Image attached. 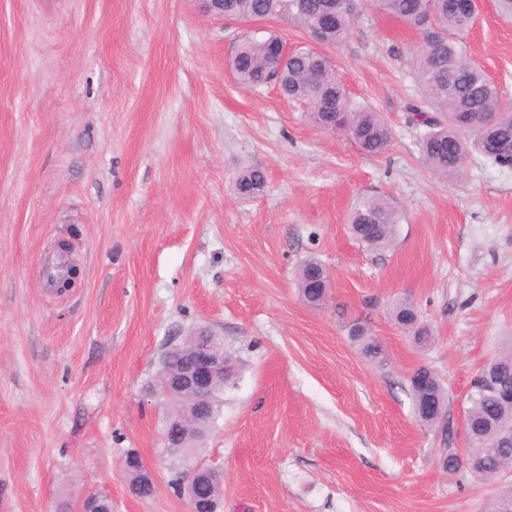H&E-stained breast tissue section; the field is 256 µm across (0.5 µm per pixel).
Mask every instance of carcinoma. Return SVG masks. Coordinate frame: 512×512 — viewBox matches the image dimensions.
<instances>
[{
	"instance_id": "carcinoma-1",
	"label": "carcinoma",
	"mask_w": 512,
	"mask_h": 512,
	"mask_svg": "<svg viewBox=\"0 0 512 512\" xmlns=\"http://www.w3.org/2000/svg\"><path fill=\"white\" fill-rule=\"evenodd\" d=\"M333 4L336 17L326 29L321 28L323 7ZM373 9L416 30L419 42L412 51V64L421 95L430 111L414 110L409 121L427 128L421 150L430 170L446 179L464 171L475 155L500 166H507L512 155H491L485 144L491 140H512V106L503 102L496 84L465 54L461 36L472 29L478 11L460 4V0H371ZM357 12V3L347 0H224V15L231 18L265 20L286 17L296 23L309 40L326 46L339 45L348 37ZM286 46L283 38L270 34L264 38L243 39L230 57L229 67L237 82L251 90L270 83L279 86L289 99L304 104L311 123L321 129L340 132L353 140L368 155L385 153L391 143V129L374 111L356 104L347 94L331 61L321 50L297 46L282 59ZM265 187V174L258 168L240 171L234 188L242 198L259 195ZM400 222L397 207L381 195L360 198L348 216L351 235L371 252H384L393 244ZM329 275L314 258L298 268L296 280L301 298L318 306L326 298ZM397 324L411 330L420 347L432 344L431 328L420 322L415 306L401 301L393 307ZM368 359L381 363V348L359 324L351 328ZM414 405L434 401L438 414L420 419L424 425L440 422L448 414V393L441 378L428 367L417 369L409 379ZM512 392V349L503 351L483 367L473 383L465 411L468 440L466 459L483 466L466 468L458 452L448 449L441 457V468L448 475L462 471L478 481L490 477V471L512 468V438H500L502 429L512 427V403L499 396ZM222 400H213V417L177 430L167 452L173 459L170 485L176 489L187 478L195 485L199 500L220 504L221 484L210 482L199 473L189 477L186 459L197 447L221 412ZM129 489L147 497L154 482L140 473L138 454L124 456Z\"/></svg>"
}]
</instances>
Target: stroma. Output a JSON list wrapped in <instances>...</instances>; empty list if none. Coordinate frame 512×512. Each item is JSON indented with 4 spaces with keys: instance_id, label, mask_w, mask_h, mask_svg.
I'll use <instances>...</instances> for the list:
<instances>
[{
    "instance_id": "35a3bbf8",
    "label": "stroma",
    "mask_w": 512,
    "mask_h": 512,
    "mask_svg": "<svg viewBox=\"0 0 512 512\" xmlns=\"http://www.w3.org/2000/svg\"><path fill=\"white\" fill-rule=\"evenodd\" d=\"M479 4L463 48L512 105V23ZM259 32L308 42L289 19L220 21L194 0H0V512L95 493L112 512H189L151 384L166 344L201 328L242 363L199 450L224 472L220 512H485L512 484L440 468L467 448L472 379L512 346V169L426 167L403 23L362 4L325 49L391 128L379 156L277 87L237 83L227 60ZM245 167L266 186L243 200ZM364 195L402 213L379 255L348 231ZM62 240L81 275L59 294L42 268ZM311 257L331 280L317 307L296 282ZM399 299L430 347L393 320ZM355 323L384 363L351 340ZM423 366L449 394L431 426L410 396ZM129 451L154 473L150 497L128 489ZM392 316L397 324L411 330L414 342L420 347L432 344V330L429 325L420 322L419 314L415 306L409 301H401L395 304Z\"/></svg>"
}]
</instances>
